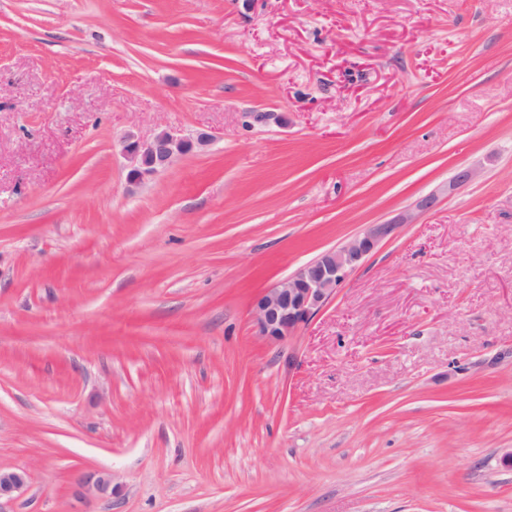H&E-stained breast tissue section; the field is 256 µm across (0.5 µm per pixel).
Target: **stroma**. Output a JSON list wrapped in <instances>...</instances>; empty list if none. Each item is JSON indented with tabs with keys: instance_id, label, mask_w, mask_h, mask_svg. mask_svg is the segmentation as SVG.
Wrapping results in <instances>:
<instances>
[{
	"instance_id": "35a3bbf8",
	"label": "stroma",
	"mask_w": 512,
	"mask_h": 512,
	"mask_svg": "<svg viewBox=\"0 0 512 512\" xmlns=\"http://www.w3.org/2000/svg\"><path fill=\"white\" fill-rule=\"evenodd\" d=\"M165 128L212 141L129 184ZM511 450L512 0H0L7 512H512ZM413 216L370 224L359 235L328 249L285 279L257 295L253 313L259 336L283 340L309 322L333 298L337 288L357 269L397 224H411ZM28 473L25 470H0V511L2 499L12 500L15 493L19 492L27 483ZM78 484L85 499L97 498L107 494L109 490L112 494V474L109 472L85 473L80 477Z\"/></svg>"
}]
</instances>
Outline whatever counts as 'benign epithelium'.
I'll return each mask as SVG.
<instances>
[{"mask_svg":"<svg viewBox=\"0 0 512 512\" xmlns=\"http://www.w3.org/2000/svg\"><path fill=\"white\" fill-rule=\"evenodd\" d=\"M211 140L208 133L190 138L168 129L160 130L150 140L128 135L122 142V150L131 162L128 181L145 183L167 169L176 158L207 146ZM477 175L474 167L460 168L442 192H450L474 180ZM411 223L413 216L404 214L391 222L370 224L350 241L324 251L257 295L253 313L258 335L270 340H283L293 335L329 303L347 276L384 239L394 234L397 225ZM27 480L28 473L24 470H0V500L13 499ZM78 484L83 498H97L112 489V474L103 471L85 473Z\"/></svg>","mask_w":512,"mask_h":512,"instance_id":"benign-epithelium-1","label":"benign epithelium"}]
</instances>
